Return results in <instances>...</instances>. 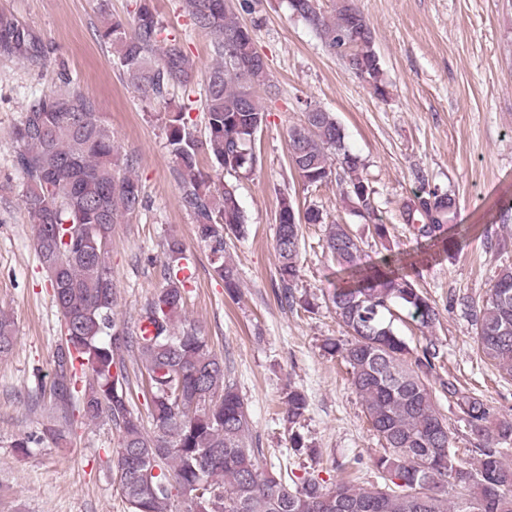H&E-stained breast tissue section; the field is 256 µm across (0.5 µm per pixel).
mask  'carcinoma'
<instances>
[{"label":"carcinoma","instance_id":"1","mask_svg":"<svg viewBox=\"0 0 512 512\" xmlns=\"http://www.w3.org/2000/svg\"><path fill=\"white\" fill-rule=\"evenodd\" d=\"M180 8L212 37L213 63L200 93L203 140L189 121L191 106L172 95L177 86L198 84L197 65L181 41L168 38L151 0H140L131 25L100 0L99 37L137 92L164 109L179 204L191 216L214 274L233 296L239 277L228 257L229 242L245 237L246 218L235 186L215 181L199 156L209 155L228 172L253 170L255 137L267 116L258 91L271 88L269 73L252 30L228 0H181ZM288 8L356 74L367 76L377 95H385L375 35L354 0H340L328 15L320 0H288ZM0 56L36 68L49 61L43 35L5 12ZM12 138L21 205L65 325L50 387L54 410L64 419L78 413L90 422L106 420L118 432L113 482L129 512H173L176 501L180 512H512V460L498 447L512 438V420L494 416L457 380L436 376L444 353L435 343L415 352L395 329V307L423 332L439 323L440 312L396 266L394 254L368 262L347 225L327 226L328 253L351 279L328 297L346 336L326 339L322 349L346 364L362 411L382 443V453L373 458L382 482L328 486L310 477L291 486L260 469L262 449L254 444L244 397L230 383L203 326L185 316L186 278L178 274L185 270L186 249L180 238L165 240V283L140 316L152 334L131 330L115 317L112 225L145 202L133 161L122 168L115 159L96 100L69 82L35 94ZM344 139L333 113L309 106L304 122L289 131V162L303 183L316 186L331 179L332 160L339 161L344 197L369 211L373 191ZM455 205L447 193L422 189L407 217L421 222L422 235L433 237L445 231ZM303 223H324L322 212L309 207L301 215L290 198L281 197L274 251L278 297L289 306L296 303ZM470 317L478 350L500 377L512 379V267L500 272L482 303L471 306ZM15 340L14 321L0 313V355L9 353ZM129 351L138 353L141 363L134 384L123 360ZM135 391L150 399L151 432ZM438 391L454 399L474 435L470 447L454 446ZM307 410L305 392L288 388L282 420L295 455H314L302 432ZM461 452L471 456L472 466L465 465Z\"/></svg>","mask_w":512,"mask_h":512}]
</instances>
